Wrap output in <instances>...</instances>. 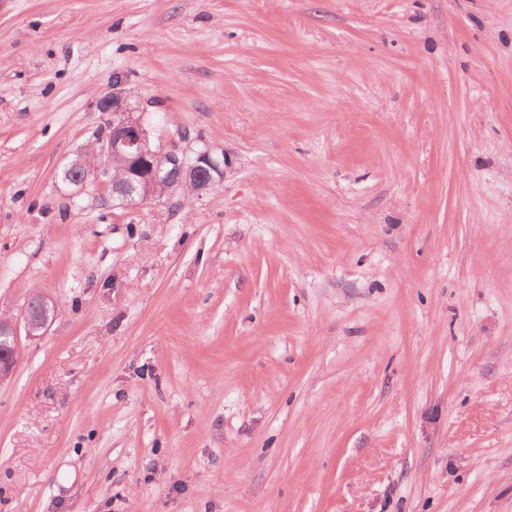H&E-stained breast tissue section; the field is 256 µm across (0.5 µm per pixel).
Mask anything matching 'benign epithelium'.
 <instances>
[{"label":"benign epithelium","mask_w":512,"mask_h":512,"mask_svg":"<svg viewBox=\"0 0 512 512\" xmlns=\"http://www.w3.org/2000/svg\"><path fill=\"white\" fill-rule=\"evenodd\" d=\"M100 109L112 113L111 133L97 142L100 162L93 174L112 188V208H128L152 203L177 190L196 195L211 192L224 180V167L206 145L184 150L173 144L169 149L152 147L138 107L119 85L100 101ZM170 163L173 172L164 165ZM56 311L55 304L41 294L29 299L23 315L25 336L44 335ZM17 328L0 320V381L12 373L16 364Z\"/></svg>","instance_id":"1"}]
</instances>
